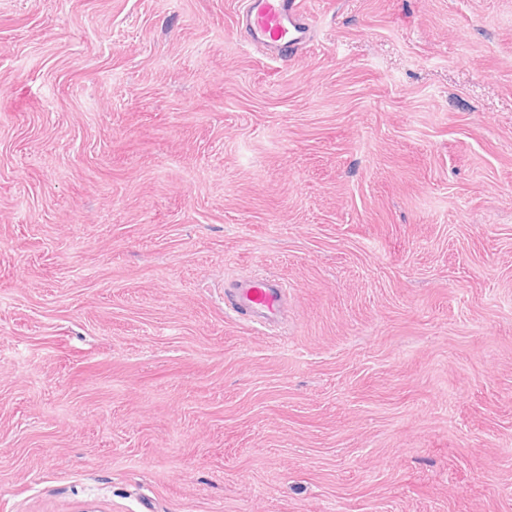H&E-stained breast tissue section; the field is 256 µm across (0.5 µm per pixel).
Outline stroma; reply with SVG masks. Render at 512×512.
Masks as SVG:
<instances>
[{
	"label": "stroma",
	"instance_id": "35a3bbf8",
	"mask_svg": "<svg viewBox=\"0 0 512 512\" xmlns=\"http://www.w3.org/2000/svg\"><path fill=\"white\" fill-rule=\"evenodd\" d=\"M241 3L0 0V512H512V0ZM240 26L248 44L270 59H283L313 44V25L303 0H247ZM224 291V308L239 319L263 327L281 323L286 289L272 277L245 279Z\"/></svg>",
	"mask_w": 512,
	"mask_h": 512
}]
</instances>
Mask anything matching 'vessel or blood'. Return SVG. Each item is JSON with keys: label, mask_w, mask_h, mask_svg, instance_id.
<instances>
[{"label": "vessel or blood", "mask_w": 512, "mask_h": 512, "mask_svg": "<svg viewBox=\"0 0 512 512\" xmlns=\"http://www.w3.org/2000/svg\"><path fill=\"white\" fill-rule=\"evenodd\" d=\"M240 26L250 46L281 59L313 43V25L304 0H246ZM286 290L275 278L245 279L224 292V308L263 327L281 323Z\"/></svg>", "instance_id": "b4317fda"}]
</instances>
